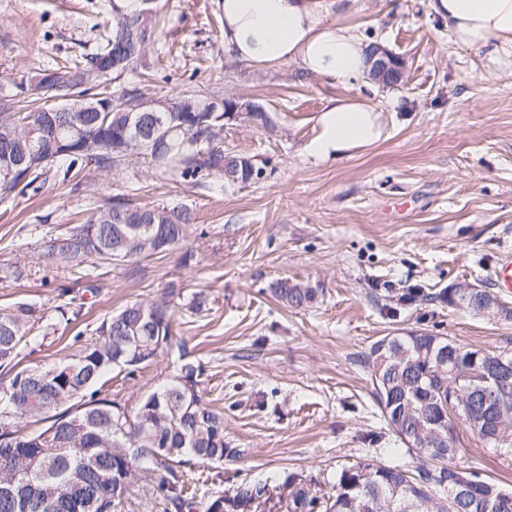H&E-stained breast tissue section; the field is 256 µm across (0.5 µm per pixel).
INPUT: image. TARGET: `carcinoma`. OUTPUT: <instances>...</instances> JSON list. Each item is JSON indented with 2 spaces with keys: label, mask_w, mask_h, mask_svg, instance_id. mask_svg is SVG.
I'll list each match as a JSON object with an SVG mask.
<instances>
[{
  "label": "carcinoma",
  "mask_w": 512,
  "mask_h": 512,
  "mask_svg": "<svg viewBox=\"0 0 512 512\" xmlns=\"http://www.w3.org/2000/svg\"><path fill=\"white\" fill-rule=\"evenodd\" d=\"M144 0L113 15L101 47L72 62L46 70L53 84L90 102L112 97L108 81L136 74L156 33L153 15L142 16ZM117 67L100 79L103 65ZM19 100L0 107V198H8L47 179L50 170L62 180L90 163L109 169L131 158H146L173 176L193 183L219 177L227 185L242 184L243 173L224 168L226 152L217 144L215 128H224V112L244 101L220 94L182 91L177 104L210 113L203 129L165 125L151 141L148 154L121 149L128 116L123 109L86 116L85 139L73 141L60 113L48 116L42 74L20 84ZM35 147L52 159L24 167V177L9 176V165ZM131 204L115 197L95 208L81 229L68 235V249L48 251L51 264L79 267L99 261L121 262L180 246L193 218L186 209L139 205L143 221H130ZM274 297L292 308L313 305L323 289L282 278L271 285ZM174 310L165 301L129 303L95 328V337L64 362L16 368L14 360L32 339L25 313L0 311V490H13L12 502L0 512H114L128 491L130 472L151 465L162 471L156 493L176 509H193L181 467L224 463V413L204 401L200 367L184 362L163 388L149 393L133 408L100 397L95 385L114 367L133 373L155 358L158 347L172 341ZM450 354L460 381L455 390L431 370L439 348ZM492 352L452 347L444 336L425 329L395 333L375 341L362 360L374 396L388 425L407 451L415 455L410 469L363 459L343 469L333 495L318 494L297 473L282 483L279 499L294 512H512V491L490 477L468 469L465 487L457 485L461 466L457 432H448V413L469 415L486 441L512 445V384L488 402L473 400ZM48 422L25 431L23 422ZM268 486L243 482L228 501L233 512H257L270 497Z\"/></svg>",
  "instance_id": "obj_1"
}]
</instances>
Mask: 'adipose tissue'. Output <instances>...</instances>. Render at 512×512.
<instances>
[{
	"instance_id": "ef3b65f1",
	"label": "adipose tissue",
	"mask_w": 512,
	"mask_h": 512,
	"mask_svg": "<svg viewBox=\"0 0 512 512\" xmlns=\"http://www.w3.org/2000/svg\"><path fill=\"white\" fill-rule=\"evenodd\" d=\"M224 48L235 59L268 66L296 62L336 85L364 78L367 50L352 27L329 19L328 0H220ZM454 43L512 64V0H428ZM381 108L361 95L330 99L305 147L317 163L333 162L370 147L386 135Z\"/></svg>"
}]
</instances>
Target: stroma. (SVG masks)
I'll use <instances>...</instances> for the list:
<instances>
[{"label":"stroma","mask_w":512,"mask_h":512,"mask_svg":"<svg viewBox=\"0 0 512 512\" xmlns=\"http://www.w3.org/2000/svg\"><path fill=\"white\" fill-rule=\"evenodd\" d=\"M102 0H0V98L35 72L94 52ZM157 33L142 70L145 97L184 90L261 103L276 130L225 126V150L266 167L262 180L197 185L147 163L88 165L80 182L48 177L38 190L0 199V310L30 309L34 339L20 367L67 360L77 341L134 301H169L174 345L136 372L114 369L102 391L135 407L168 383L182 357L202 367L207 400L224 413L236 460L194 467L199 492L231 494L242 481L281 484L296 472L331 492L341 469L365 458L411 461L385 421L361 354L382 336L426 329L448 340L512 354V322L438 302L400 305L411 288L453 284L498 291L495 270L512 256V69L448 38L428 0H336L332 16L366 43L404 59L403 84L342 87L299 64L253 67L224 49L216 0H153ZM359 94L383 109L388 136L352 156L314 163L304 148L330 97ZM179 205L194 216L176 250L84 271L46 267L50 242L96 206ZM319 285L313 306L292 309L271 285ZM69 285L60 315L59 285ZM204 297L200 310L189 307ZM459 465L512 487V447L461 426ZM158 478L137 472L116 512H167Z\"/></svg>","instance_id":"obj_1"}]
</instances>
